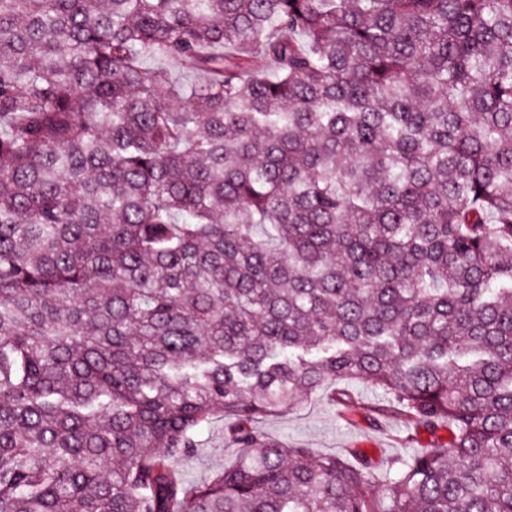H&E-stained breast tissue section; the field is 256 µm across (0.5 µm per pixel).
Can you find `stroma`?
I'll return each mask as SVG.
<instances>
[{"label":"stroma","mask_w":512,"mask_h":512,"mask_svg":"<svg viewBox=\"0 0 512 512\" xmlns=\"http://www.w3.org/2000/svg\"><path fill=\"white\" fill-rule=\"evenodd\" d=\"M258 426L271 439L295 448L337 456L361 449L383 466L393 458L447 443L449 437L444 429L433 434L400 421L376 426L358 411L354 412L352 422H345L328 388L314 393L301 409L265 417ZM235 453L226 421L217 418L198 435L194 454L180 461L179 466L189 481L200 482L222 469Z\"/></svg>","instance_id":"1"}]
</instances>
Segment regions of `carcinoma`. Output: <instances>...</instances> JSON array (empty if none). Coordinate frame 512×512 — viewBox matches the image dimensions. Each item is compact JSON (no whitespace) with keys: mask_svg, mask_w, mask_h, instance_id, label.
I'll list each match as a JSON object with an SVG mask.
<instances>
[{"mask_svg":"<svg viewBox=\"0 0 512 512\" xmlns=\"http://www.w3.org/2000/svg\"><path fill=\"white\" fill-rule=\"evenodd\" d=\"M0 512H512V0H0ZM349 391L356 405L352 423L339 415V406L332 398L333 388L317 391L301 409L286 415H271L257 426L271 439L293 448H309L319 454L343 456L349 449H361L372 455L385 468L396 457L432 448L448 442L449 433L442 429L432 434L423 428L400 421L371 424L362 415L363 403L382 397V391L359 382L336 384ZM237 452L227 435V422L216 418L197 437L193 455L180 461L179 466L191 482H201L224 468Z\"/></svg>","mask_w":512,"mask_h":512,"instance_id":"cac0c4a2","label":"carcinoma"}]
</instances>
